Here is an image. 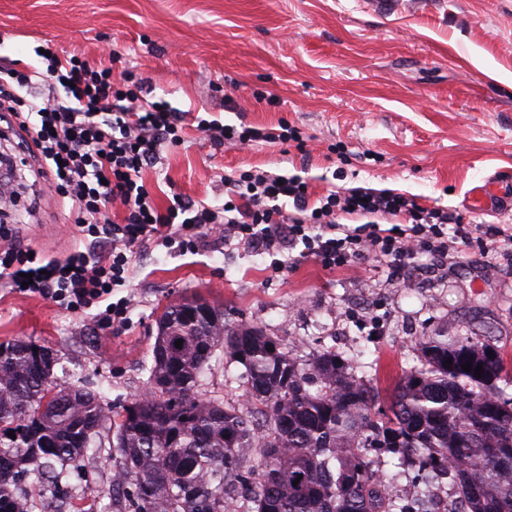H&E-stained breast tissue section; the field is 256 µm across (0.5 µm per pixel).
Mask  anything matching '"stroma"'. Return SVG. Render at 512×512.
Instances as JSON below:
<instances>
[{
	"label": "stroma",
	"instance_id": "1",
	"mask_svg": "<svg viewBox=\"0 0 512 512\" xmlns=\"http://www.w3.org/2000/svg\"><path fill=\"white\" fill-rule=\"evenodd\" d=\"M142 80V96L183 112L182 141L162 147L144 179L159 207L181 195L224 206V178L245 171L296 175L310 201L362 187L401 193L482 226L512 225V209L477 211L469 192L512 173V0H400L389 13L367 0H0V57L42 66L33 49ZM235 127H295L301 142L216 145L197 118ZM18 132L0 135L14 159L13 203L0 222L42 259L104 253L82 237L70 199L47 194ZM146 245L130 275L125 323L99 307L71 311L0 286V344L51 349L58 384L92 379L113 409L147 379L157 319L167 304L202 297L226 321L253 324L290 353L331 350L381 393L419 365L423 342L479 338L512 379V250L485 256L481 241L448 258L419 255L392 276L373 259L328 269L292 251ZM112 426L95 437L61 496L78 512H112Z\"/></svg>",
	"mask_w": 512,
	"mask_h": 512
}]
</instances>
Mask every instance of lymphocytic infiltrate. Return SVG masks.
<instances>
[{"label":"lymphocytic infiltrate","instance_id":"1","mask_svg":"<svg viewBox=\"0 0 512 512\" xmlns=\"http://www.w3.org/2000/svg\"><path fill=\"white\" fill-rule=\"evenodd\" d=\"M46 62L41 73L0 59V123L22 130L19 151L38 159L37 177L49 191L74 201L77 224L92 237H106L109 252L99 261L76 252L36 266L9 225L1 224L0 278L12 288H27L75 311L102 302L104 318L121 322L132 299H117L113 293L127 287L134 254L148 242L189 251L220 225L225 243L237 242L272 257L298 247L324 267L338 269L369 256L397 273L422 253L447 258L449 244L468 246L477 232L446 209L387 191L331 192L313 208L304 181L260 171L225 177L223 212L180 200L159 208L143 174L156 164L162 146L179 142L177 109L162 101H142L124 81L114 79L109 67L53 54ZM198 125L219 144L298 137L289 126L274 133L203 118ZM288 200L294 205L290 212L282 207ZM386 218L391 227H382ZM27 274L32 284H24Z\"/></svg>","mask_w":512,"mask_h":512}]
</instances>
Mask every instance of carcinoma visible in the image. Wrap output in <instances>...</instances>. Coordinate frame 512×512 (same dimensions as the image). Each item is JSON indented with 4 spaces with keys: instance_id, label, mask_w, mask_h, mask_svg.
Masks as SVG:
<instances>
[{
    "instance_id": "obj_1",
    "label": "carcinoma",
    "mask_w": 512,
    "mask_h": 512,
    "mask_svg": "<svg viewBox=\"0 0 512 512\" xmlns=\"http://www.w3.org/2000/svg\"><path fill=\"white\" fill-rule=\"evenodd\" d=\"M218 350L246 368L242 403L200 392ZM490 350L423 343L385 412L335 352L301 363L194 298L164 309L145 387L115 413L91 383L59 387L45 347L0 345V512H14L26 477L60 483L114 416L117 512H434L428 489L392 493L383 453L419 483L448 480L444 512H512V394Z\"/></svg>"
}]
</instances>
